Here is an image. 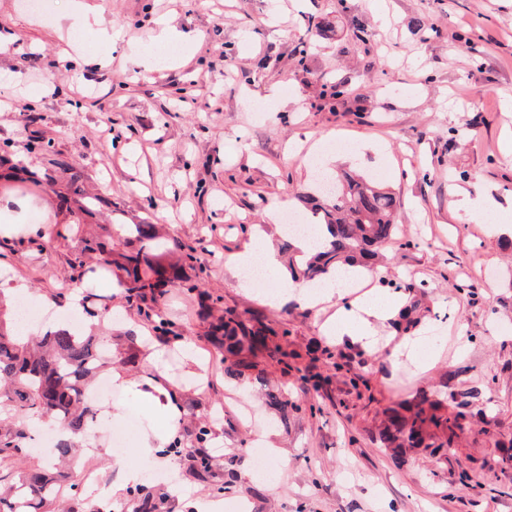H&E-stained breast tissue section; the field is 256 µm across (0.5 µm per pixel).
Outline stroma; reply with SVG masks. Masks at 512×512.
Here are the masks:
<instances>
[{
    "label": "stroma",
    "mask_w": 512,
    "mask_h": 512,
    "mask_svg": "<svg viewBox=\"0 0 512 512\" xmlns=\"http://www.w3.org/2000/svg\"><path fill=\"white\" fill-rule=\"evenodd\" d=\"M88 2L97 13L72 27L57 19L73 0H59L51 19L0 0L10 40L0 52V157L10 160L0 165V225L13 227L0 236V293L62 313L90 291L93 306L122 312L121 370L142 383L164 371L180 418L168 427L113 390L78 462L99 481L65 486V506L115 512L146 498L152 512H512V241L499 231L512 225V154L502 150L512 140V0ZM312 19L321 31L308 32ZM164 22L190 37L191 52L155 70L135 65L132 50L151 49ZM430 26L440 36L426 38ZM98 52L110 54L107 67L83 63ZM335 85L344 94L328 100ZM316 156L392 190L401 233L369 285L321 311L295 299L272 306L238 288L226 259L255 235L279 246L288 212L312 219L302 196L314 190ZM460 188L491 209L457 210ZM138 224L171 246L164 263L187 257L198 281L158 296L172 329L161 340L114 292L119 269H99L88 249L105 243L120 261L137 242L117 231ZM370 289L411 307V327L384 322L377 352L323 335L328 316ZM227 310L287 330L286 362L260 353L228 373L210 337ZM411 340L428 344L418 359L391 356ZM467 392L462 428L436 433L451 448L389 444L394 410L424 396L451 418L452 394ZM133 410L134 448L119 458L105 434ZM202 423L206 471L187 455ZM168 430L183 453L153 445ZM257 449L271 475L255 469Z\"/></svg>",
    "instance_id": "1"
}]
</instances>
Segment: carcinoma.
I'll return each instance as SVG.
<instances>
[{"label":"carcinoma","instance_id":"carcinoma-1","mask_svg":"<svg viewBox=\"0 0 512 512\" xmlns=\"http://www.w3.org/2000/svg\"><path fill=\"white\" fill-rule=\"evenodd\" d=\"M315 214L327 227L329 236L315 245V253L299 264L292 254L291 241L281 245L288 254V270L294 281L319 283L340 268L350 265L370 269L380 250L393 242L395 197L360 175L343 172L332 179V196L321 203L314 200ZM138 237L145 241L125 256L122 282L128 298L144 303L140 313L154 323L156 332L168 333V322L146 304L147 293L168 284L181 283L194 290L197 284L185 274L184 267L165 270L153 253V226L139 224ZM96 319L88 332L74 328H56L39 336L26 337L0 320V470L18 459L30 438L27 417H47L60 424L64 432L56 443L59 462L73 458L77 442L94 424L97 410L85 403L88 385L101 370L120 364L112 346V323L106 310L90 312ZM212 335L224 357L236 358L235 366L251 367L250 358L258 349L270 357L287 356L262 330L245 326L231 311L212 324ZM437 404L418 405L411 417L391 420L394 430L388 438L400 439L410 448L433 445L428 431L448 424L435 413ZM64 486L58 477L41 465L27 467L14 483L0 488V512H54Z\"/></svg>","mask_w":512,"mask_h":512}]
</instances>
